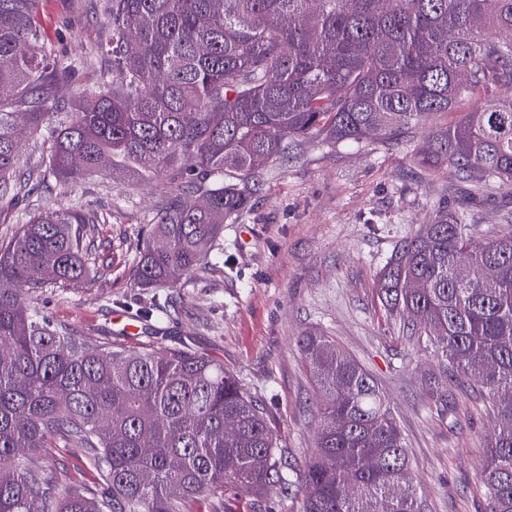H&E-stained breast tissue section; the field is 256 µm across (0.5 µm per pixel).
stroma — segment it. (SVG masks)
Instances as JSON below:
<instances>
[{
    "instance_id": "obj_1",
    "label": "stroma",
    "mask_w": 512,
    "mask_h": 512,
    "mask_svg": "<svg viewBox=\"0 0 512 512\" xmlns=\"http://www.w3.org/2000/svg\"><path fill=\"white\" fill-rule=\"evenodd\" d=\"M107 0H40L43 47L82 63L63 89L74 100L112 67ZM438 114L394 146L333 145L308 138L263 166L248 211L224 227V259L175 288H140L137 246L172 172L149 182L113 183L104 175L76 182L33 177L19 196L0 198V241L36 207H81L89 225L88 279L47 288L50 321L126 349L186 345L221 360L263 403L294 478L315 452L316 385L299 336L321 332L378 382L408 449L410 477L423 512H485L479 483L494 417L469 387L445 386L443 365L425 340L402 336L381 308L376 276L393 249L442 207L467 206L476 240L504 229L512 185L463 180L449 165L415 160L429 129L458 120ZM142 318L140 335L122 334L114 313ZM77 488L93 475L82 452L55 445L31 455Z\"/></svg>"
}]
</instances>
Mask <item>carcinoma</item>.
Instances as JSON below:
<instances>
[{
	"label": "carcinoma",
	"instance_id": "cac0c4a2",
	"mask_svg": "<svg viewBox=\"0 0 512 512\" xmlns=\"http://www.w3.org/2000/svg\"><path fill=\"white\" fill-rule=\"evenodd\" d=\"M37 4L0 0V194L23 189L19 147L33 134L48 144L37 166L64 181L177 168L136 253L143 288H175L222 257L258 170L310 135L398 144L473 99L418 163L512 182V0H109L112 71L79 104L60 91L82 65L44 53ZM97 222L48 207L0 244V512H240L242 488L288 493L264 407L222 362L94 343L44 315L43 288L86 279L84 227ZM377 287L449 381L489 403L479 480L486 512H512V229L477 243L465 214L440 209ZM299 344L319 417L299 512H422L376 380L330 336ZM53 440L85 449L107 491L31 467Z\"/></svg>",
	"mask_w": 512,
	"mask_h": 512
}]
</instances>
